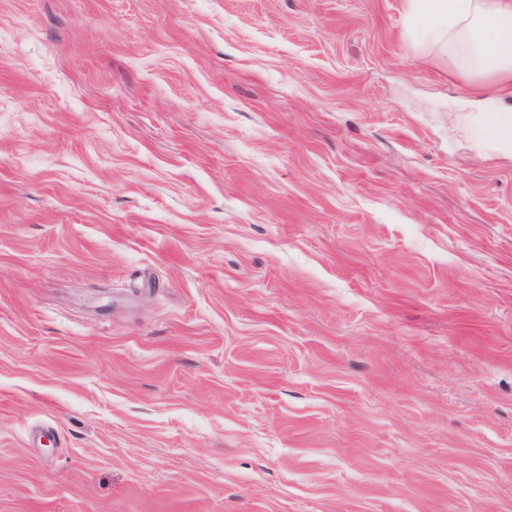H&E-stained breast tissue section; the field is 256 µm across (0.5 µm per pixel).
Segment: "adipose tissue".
Listing matches in <instances>:
<instances>
[{"instance_id": "ef3b65f1", "label": "adipose tissue", "mask_w": 512, "mask_h": 512, "mask_svg": "<svg viewBox=\"0 0 512 512\" xmlns=\"http://www.w3.org/2000/svg\"><path fill=\"white\" fill-rule=\"evenodd\" d=\"M405 7L423 21L411 36L453 70L481 79L488 93L512 82V0H405Z\"/></svg>"}]
</instances>
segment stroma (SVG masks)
Listing matches in <instances>:
<instances>
[{"label":"stroma","mask_w":512,"mask_h":512,"mask_svg":"<svg viewBox=\"0 0 512 512\" xmlns=\"http://www.w3.org/2000/svg\"><path fill=\"white\" fill-rule=\"evenodd\" d=\"M405 0H0V512H512V143Z\"/></svg>","instance_id":"35a3bbf8"}]
</instances>
